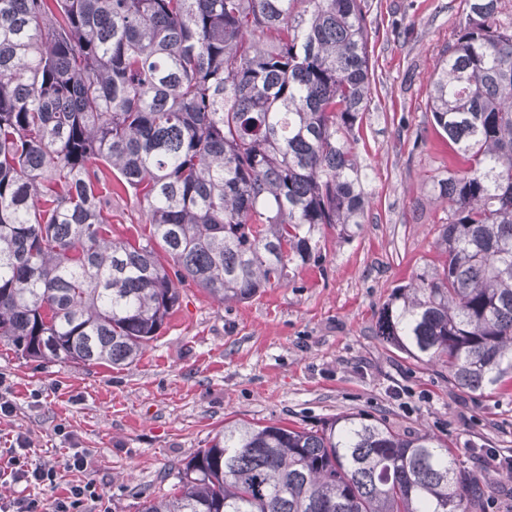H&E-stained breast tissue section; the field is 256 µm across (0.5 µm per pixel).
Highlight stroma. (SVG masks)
I'll return each mask as SVG.
<instances>
[{
	"label": "stroma",
	"mask_w": 512,
	"mask_h": 512,
	"mask_svg": "<svg viewBox=\"0 0 512 512\" xmlns=\"http://www.w3.org/2000/svg\"><path fill=\"white\" fill-rule=\"evenodd\" d=\"M371 92L356 153L371 197L361 227L320 231L321 253L288 282L248 301L221 304L192 282L180 305L133 364L78 367L26 359L0 343V448L25 438L34 460L55 463L53 496L94 480V512H141L173 492L179 468L234 421L313 427L347 413L425 431L476 473L485 500L512 507V473L473 455L512 453V378L474 394L438 365L418 363L376 334L393 289L436 257L448 206L429 179L459 169L428 107L431 78L464 20L460 0H363ZM111 185L103 214L113 236L138 242L151 227L133 191ZM88 454L86 470L65 448Z\"/></svg>",
	"instance_id": "35a3bbf8"
}]
</instances>
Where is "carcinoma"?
Instances as JSON below:
<instances>
[{"label":"carcinoma","mask_w":512,"mask_h":512,"mask_svg":"<svg viewBox=\"0 0 512 512\" xmlns=\"http://www.w3.org/2000/svg\"><path fill=\"white\" fill-rule=\"evenodd\" d=\"M462 0L435 68V129L465 167L437 261L377 334L462 390L512 373V23ZM370 94L362 0H0V343L127 366L194 282L239 303L362 224L353 144ZM139 195L150 236L112 237L94 165ZM173 262L169 273L155 249ZM142 512H483L475 474L427 432L352 413L236 421Z\"/></svg>","instance_id":"carcinoma-1"}]
</instances>
